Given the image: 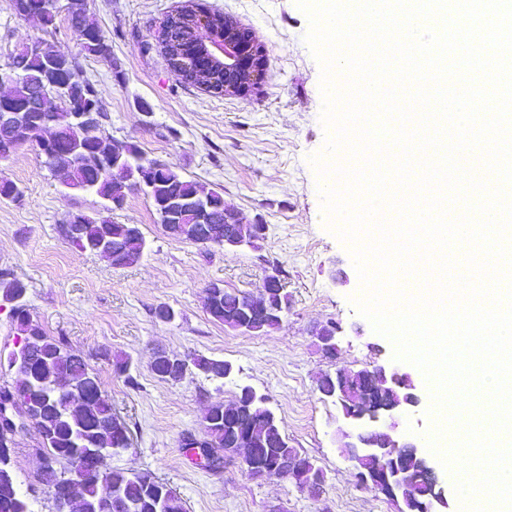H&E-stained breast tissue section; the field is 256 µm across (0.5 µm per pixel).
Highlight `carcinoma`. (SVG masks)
I'll return each mask as SVG.
<instances>
[{
    "label": "carcinoma",
    "mask_w": 512,
    "mask_h": 512,
    "mask_svg": "<svg viewBox=\"0 0 512 512\" xmlns=\"http://www.w3.org/2000/svg\"><path fill=\"white\" fill-rule=\"evenodd\" d=\"M14 10L31 15L47 30L55 26L58 14L46 7L45 0H12ZM197 21H185L175 35L180 37L183 55L189 59L195 55V27ZM75 34L81 52L86 56L111 59V48L99 27L83 13L75 22ZM37 51L26 50L14 55L11 67L19 74L14 80L9 97L12 102H30L37 89L58 79L70 81V88L80 105L104 109L97 98L98 91L82 75L78 60L58 51L48 40H35ZM33 126L48 119L57 129L62 142L57 157L44 160L46 166L56 168L54 175L69 189L94 192L109 202L124 203L132 190L130 177L142 164L148 162L133 144L109 143L89 136L86 127L77 119V112L68 105L56 107L51 112L27 113ZM80 144L83 156L71 161L64 156L65 146ZM120 159V176H112L93 183V168L98 164L112 163V156ZM149 197L163 205L169 213L177 214V207L195 199H207L211 205L212 223L200 225L202 237L220 246L224 244V211L228 207L224 196L206 185L188 180L173 167L163 164L153 172ZM67 240L77 246L100 254L114 266L128 267L143 256L146 241L136 224H116L103 218H90L83 214L74 216V224L61 227ZM26 285L11 273L0 270V298L12 304L10 317L17 330L19 346L8 356V370L16 375L15 384L0 388V395L10 394L22 409L27 420L38 430L46 448V465L39 481L57 504V512H185L182 498L166 483L149 470L129 472L112 470V484H102L93 478L78 483L79 490L71 497L61 495L68 486L66 477L69 460L88 448H103L111 455L120 431L112 420V404L107 399L102 382L88 362L80 355L64 349V343L46 334L33 319L27 301H17ZM249 296L242 291L220 288L211 289V306L207 313L213 321L252 333H267L282 323L283 312L288 308V295L282 288H273L267 296L268 306L277 311L274 318L247 320L245 307ZM187 364L204 375L224 377L225 361L194 354L185 357ZM157 376L163 381L177 382L183 378L178 369L158 358ZM352 387L361 385V371L338 370L324 374L318 380V389L329 392L341 378ZM240 411L237 429L243 432L249 425L265 430L261 452L250 460L258 470L280 460L297 459L311 469L313 462L298 449L289 445L273 412L263 403L253 400V389H240ZM231 433L224 427V404L215 403L204 416V437L201 440L188 436L187 448H211L228 452ZM64 466L57 470L55 464ZM0 512H29L26 500L20 495L13 470H0Z\"/></svg>",
    "instance_id": "cac0c4a2"
}]
</instances>
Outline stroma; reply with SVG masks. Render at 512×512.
<instances>
[{
	"mask_svg": "<svg viewBox=\"0 0 512 512\" xmlns=\"http://www.w3.org/2000/svg\"><path fill=\"white\" fill-rule=\"evenodd\" d=\"M183 0H88V13L112 47L111 61L83 58L65 16L50 40L79 56L83 76L97 88L107 113L101 133L137 146L142 155L221 192L242 223L265 225L260 248L229 251L180 240L159 224L150 199L129 191L122 208L105 211L91 192L66 189L29 145L0 161V174L22 195L0 199V269L27 286V301L46 333L63 337L104 383L112 411L127 425L132 445L109 464L150 470L184 501L186 512H397L378 490L362 485L336 446L346 423L317 388L321 374L358 370L394 356L354 303L363 288L348 244L336 225L321 222V186L330 184L311 163L324 153L321 66L305 37L307 15L296 0H203L207 11L252 30L267 66L243 94L213 96L174 75L154 35ZM37 21L0 0V92L10 90L12 56L40 37ZM108 213L139 225L142 259L115 268L101 256L75 251L59 232L73 214ZM280 269L290 298L281 326L251 335L214 322L204 308L213 283L258 293L265 275ZM177 318L155 320L156 306ZM340 326V349L327 358L311 331ZM201 354L231 363L233 374L213 380L189 369L163 382L151 369L154 351ZM128 360V374L116 364ZM135 385H128L126 376ZM252 387L274 413L291 446L327 476L320 494L272 477L252 478L239 460L223 469L198 466L183 439L202 437L214 403ZM44 451L34 428L16 436L12 464L30 512H56L39 482Z\"/></svg>",
	"mask_w": 512,
	"mask_h": 512,
	"instance_id": "35a3bbf8",
	"label": "stroma"
}]
</instances>
